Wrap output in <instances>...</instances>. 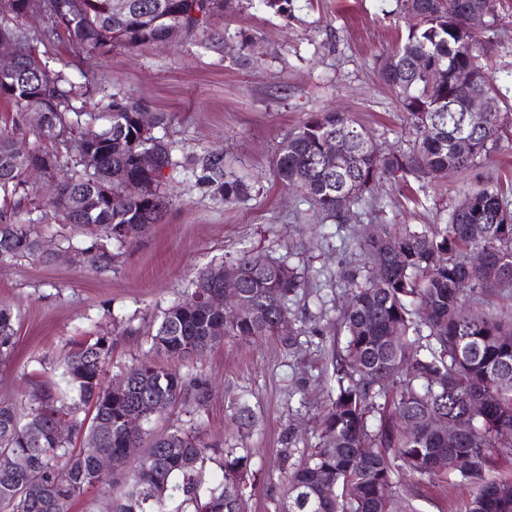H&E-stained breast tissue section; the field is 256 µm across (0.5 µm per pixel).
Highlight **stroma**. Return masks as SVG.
<instances>
[{"instance_id":"stroma-1","label":"stroma","mask_w":512,"mask_h":512,"mask_svg":"<svg viewBox=\"0 0 512 512\" xmlns=\"http://www.w3.org/2000/svg\"><path fill=\"white\" fill-rule=\"evenodd\" d=\"M503 23L486 45V62L500 90V111L512 113V0H492ZM412 23L401 0H292L282 16L241 4L205 30L168 44L104 56H75L68 43L56 51L86 74L88 102L114 93L165 112L160 131L190 160L166 181L169 204L160 222L135 239L108 241V268L74 259L94 230L58 220L49 177L30 180L32 198L0 202L12 221L37 224L53 259L0 260V305L15 316L13 346L0 356V402L27 411L33 383L56 378L57 356L73 343L112 339L106 380L151 354L148 338L164 311L185 298L202 269L245 249L286 257L307 279L289 303L283 336L261 342L225 338L181 365L209 379L201 406H183L155 428L200 425L207 442L248 449L255 474L247 512H278L288 476L303 451L314 447L319 420L336 386L331 349L347 285L339 272L356 265L355 238L376 232L443 224L459 200L479 184L512 185V138L501 140L479 164L455 177L402 183L381 180L371 199L355 206L349 223L322 222L298 193L273 175V158L288 131L310 115L340 109L360 123L382 149H409L412 137L392 90L380 79L382 61ZM220 153V172L203 158ZM248 175L252 189L228 205L218 193L224 172ZM246 396L256 415L250 431L230 421V402ZM422 512H461L472 490L460 482H406Z\"/></svg>"}]
</instances>
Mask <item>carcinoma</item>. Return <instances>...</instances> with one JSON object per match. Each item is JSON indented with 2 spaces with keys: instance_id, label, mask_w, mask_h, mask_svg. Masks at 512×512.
Masks as SVG:
<instances>
[{
  "instance_id": "cac0c4a2",
  "label": "carcinoma",
  "mask_w": 512,
  "mask_h": 512,
  "mask_svg": "<svg viewBox=\"0 0 512 512\" xmlns=\"http://www.w3.org/2000/svg\"><path fill=\"white\" fill-rule=\"evenodd\" d=\"M112 2L49 0L56 27L42 34L43 49L30 45L11 71L0 70V101L21 116L39 115L38 138L69 143L70 166L57 178L51 200L60 220L123 242L161 218L164 171L180 167L175 147L143 130L144 109L124 98L109 96L100 114L86 111L69 63L53 58L49 44L65 38L102 56L117 47L175 42L206 28L235 0H120V8ZM403 2L415 23L379 74L406 116L413 148L384 152L347 113L332 111L290 130L276 152V179L297 186L313 212L336 224L345 223L350 208L382 178L413 179L423 189L433 171L448 176L473 168L512 125L509 113L492 112L485 126L464 139L456 135L466 124L463 100L498 95L489 76L464 81L474 68H485L482 38L496 26L483 18V0ZM34 4L0 0V30L23 31L17 20ZM51 59L60 68L49 69ZM101 118L99 139L91 144L94 164L88 166L80 130ZM350 129L360 138L344 139ZM147 153L157 158L149 168L140 162ZM37 165L51 177L57 156L35 143L24 147L0 129V195L25 189L26 175ZM133 180L143 183V193L122 195ZM250 190L232 172L218 186L228 205ZM465 198L466 207L454 208L446 224L384 231L356 243L361 264L341 271L350 293L341 314L342 346L332 354L336 392L321 417L319 443L290 474L280 512H420L400 493L401 479L450 476L474 488L463 512H512V478L499 474L501 459L512 455V312L477 319L469 303L475 289L492 293L512 286V201L486 185ZM475 249L485 255L478 266L466 261ZM28 256L50 258L36 225L0 215V258ZM77 256L96 269L112 262L99 243ZM230 264L241 270L233 283L224 280L223 263L198 273L185 299L164 311L150 336L152 350L172 361L191 360L216 345L218 323L225 337L279 334L304 277L286 258L254 251L241 252ZM220 289L242 301L232 319L205 304ZM14 321L11 307L0 305V356L12 346ZM111 352L107 336L81 342L59 353L57 380L34 389L27 414L0 403V512H70L90 488L106 500L105 512H245L247 449L207 444L198 424L155 432L149 429L155 416L142 409L152 401L168 409L201 405L211 395L209 380L147 358L107 384ZM123 385L126 391L116 393ZM231 409L237 427H254V410L244 398H235ZM139 417L140 425L129 427ZM441 420L459 428L451 447L448 435L432 425ZM61 423L65 437L55 434ZM92 439L99 452L112 455V472L98 470L97 455L87 447ZM132 441L145 448L130 469L125 448ZM460 456L471 460L469 468L454 467ZM209 462L222 473L215 485L205 482ZM30 472L41 481L30 483ZM129 483L141 497L124 489Z\"/></svg>"
}]
</instances>
